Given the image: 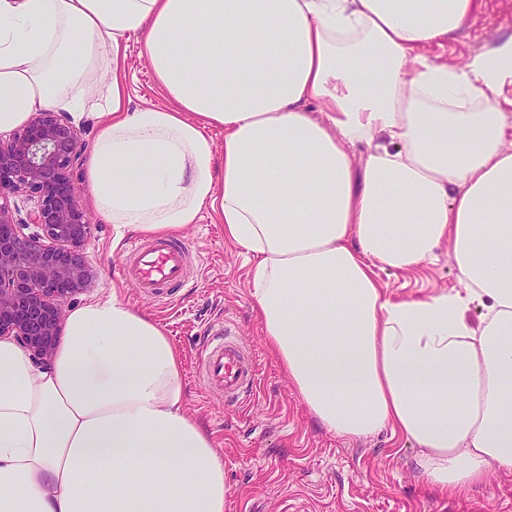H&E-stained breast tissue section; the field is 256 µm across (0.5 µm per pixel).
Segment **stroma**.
<instances>
[{
    "label": "stroma",
    "instance_id": "stroma-1",
    "mask_svg": "<svg viewBox=\"0 0 512 512\" xmlns=\"http://www.w3.org/2000/svg\"><path fill=\"white\" fill-rule=\"evenodd\" d=\"M511 32L512 0H485L448 60L464 64L493 38ZM124 67L128 108L161 103L139 45H130ZM90 220L84 253L93 280L76 301L114 293L166 328L182 355L189 409L215 435L224 459V512H512V476L494 472L466 495L445 497L425 485L414 449L400 436L385 430L348 443L324 430L266 348L253 316L245 258L225 241L223 225L204 218L180 233L200 272L163 303L118 277L133 232L95 213ZM437 255L407 273L380 272L388 296L458 287L450 245ZM224 318L259 371L256 388L236 400L212 388L198 362L210 325Z\"/></svg>",
    "mask_w": 512,
    "mask_h": 512
}]
</instances>
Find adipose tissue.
I'll return each mask as SVG.
<instances>
[{
    "mask_svg": "<svg viewBox=\"0 0 512 512\" xmlns=\"http://www.w3.org/2000/svg\"><path fill=\"white\" fill-rule=\"evenodd\" d=\"M482 2L0 0V133L100 85L96 213L166 237L209 214L311 416L399 433L463 495L512 475V34L428 54ZM131 40L163 104L125 106ZM446 242L460 289L386 296L378 271ZM215 445L166 329L118 296L66 308L46 367L0 340V512H224Z\"/></svg>",
    "mask_w": 512,
    "mask_h": 512,
    "instance_id": "1",
    "label": "adipose tissue"
}]
</instances>
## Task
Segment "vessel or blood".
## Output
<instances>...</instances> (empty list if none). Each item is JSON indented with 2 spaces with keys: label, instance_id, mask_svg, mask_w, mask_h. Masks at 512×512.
Segmentation results:
<instances>
[{
  "label": "vessel or blood",
  "instance_id": "1",
  "mask_svg": "<svg viewBox=\"0 0 512 512\" xmlns=\"http://www.w3.org/2000/svg\"><path fill=\"white\" fill-rule=\"evenodd\" d=\"M121 277L132 281L140 292L160 299L183 287L190 279L189 250L185 243L169 238L149 242L130 241ZM211 338L200 358V371L211 383L220 385L225 395L239 398L255 385L258 369L255 361L241 350L225 322H215Z\"/></svg>",
  "mask_w": 512,
  "mask_h": 512
}]
</instances>
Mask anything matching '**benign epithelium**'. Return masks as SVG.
Instances as JSON below:
<instances>
[{
    "label": "benign epithelium",
    "mask_w": 512,
    "mask_h": 512,
    "mask_svg": "<svg viewBox=\"0 0 512 512\" xmlns=\"http://www.w3.org/2000/svg\"><path fill=\"white\" fill-rule=\"evenodd\" d=\"M80 132L61 112L40 110L0 139V192L29 191L26 218L0 203V339H11L38 364L51 360L65 306L93 274L84 246L92 234L74 173ZM35 224L39 233L28 232Z\"/></svg>",
    "instance_id": "obj_1"
}]
</instances>
